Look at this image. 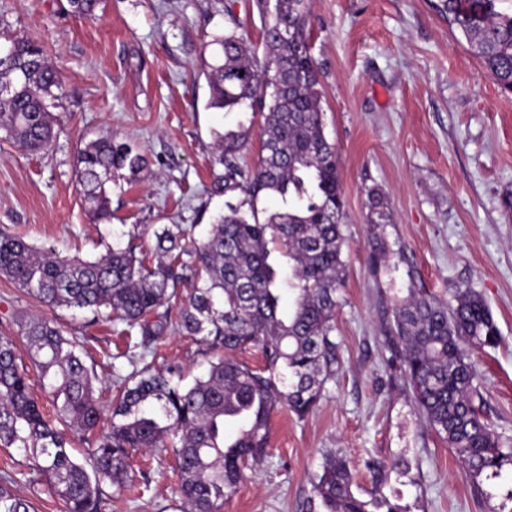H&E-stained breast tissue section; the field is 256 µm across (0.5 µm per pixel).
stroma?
Returning a JSON list of instances; mask_svg holds the SVG:
<instances>
[{"mask_svg":"<svg viewBox=\"0 0 512 512\" xmlns=\"http://www.w3.org/2000/svg\"><path fill=\"white\" fill-rule=\"evenodd\" d=\"M437 2L310 0L325 134L348 212L336 313L343 370L306 418L273 415L268 455L245 469L223 512H322L311 505L313 483L333 452L345 457L358 496L381 489L400 512H512V471L473 483L419 416L391 349L393 292L368 267L367 243L380 231L392 262L414 268L417 287L447 303L460 288L483 297L501 343L470 355L487 419L512 440V210L504 208L512 199V92L484 72ZM97 13L74 15L66 0H0V33L39 42L64 79L49 151L0 141V231L84 257L115 232L149 250L162 225L206 227L241 199L211 190L215 131L249 124L251 165L263 125L258 113L208 110L203 74L205 44L229 18L259 41L252 0H101ZM105 130L147 165L134 176L117 173L112 218L96 224L84 210L75 157L83 138ZM372 189L385 194L390 223H369ZM34 315L55 320L96 361L112 353L120 373L130 372L128 340L111 323L50 309L0 278V336L18 337ZM160 354L193 375L206 367L202 346L175 333ZM370 460L400 467L379 486ZM132 463L137 478L107 488L104 512H183L173 458L140 453Z\"/></svg>","mask_w":512,"mask_h":512,"instance_id":"1","label":"stroma"}]
</instances>
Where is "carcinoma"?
I'll list each match as a JSON object with an SVG mask.
<instances>
[{"label":"carcinoma","mask_w":512,"mask_h":512,"mask_svg":"<svg viewBox=\"0 0 512 512\" xmlns=\"http://www.w3.org/2000/svg\"><path fill=\"white\" fill-rule=\"evenodd\" d=\"M71 12L93 17L99 0H68ZM262 21V55L247 34L234 28L205 44L209 97L206 107L261 112L262 142L253 168L240 160L249 129L215 133L213 164L218 195L238 192L205 234L191 236L180 224L154 231L152 259L132 243L105 244L93 258L62 256L23 238L0 232V277L53 309L89 312L122 332H137L133 348L155 353L173 329L212 354L207 370L187 380L184 368L145 366L113 375L111 422L102 425L104 405L96 395L99 363L64 335L53 320L31 317L20 325L41 387L54 415L33 394L28 370L10 337H0V448H14L28 467L46 478L64 512H103L104 490L132 480L135 452L171 455L176 492L187 512H222L248 463L267 456L272 414L285 409L299 419L313 412L325 384L339 372L336 310L346 278L343 259L347 211L335 146L324 132L320 72L311 54L309 0H253ZM441 17L467 40L484 71L512 90V16L495 0H440ZM11 49L0 62V138L29 152L50 147L57 115L50 111L62 77L38 43L19 35L0 45ZM145 157L110 133L83 143L75 177L89 216L112 217L115 173H139ZM283 207L264 221L255 214L260 195ZM249 205L250 212L242 210ZM368 221L388 224L385 195L368 193ZM382 236L369 243V265L396 283ZM407 296L392 305L401 376L429 428L452 448L469 476L500 475L512 465V447L486 419L471 349L495 348L501 337L492 312L472 288H460L449 306L415 287L406 270ZM190 286L178 307L172 300ZM254 348L262 364L236 354ZM87 456L72 453L75 440ZM18 478H0V512H34L15 490ZM325 512H395L377 495L364 500L352 489L343 458L326 456L313 484Z\"/></svg>","instance_id":"cac0c4a2"}]
</instances>
